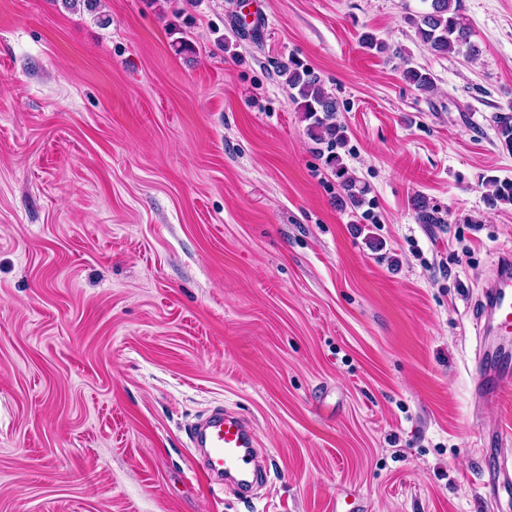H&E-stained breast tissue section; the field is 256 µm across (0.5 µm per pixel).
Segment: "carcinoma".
Returning <instances> with one entry per match:
<instances>
[{
  "instance_id": "obj_1",
  "label": "carcinoma",
  "mask_w": 512,
  "mask_h": 512,
  "mask_svg": "<svg viewBox=\"0 0 512 512\" xmlns=\"http://www.w3.org/2000/svg\"><path fill=\"white\" fill-rule=\"evenodd\" d=\"M426 4L423 11L408 17L417 37L434 55L468 52L472 59L480 50L471 41V31L463 22L464 0H422ZM359 43L368 51L384 53L388 50L386 42L373 32L361 33ZM281 73L286 76V85L291 98L298 104L303 120L307 122L308 137L317 145L325 146L326 163L336 176L342 179L344 195L340 199L343 207L358 209L364 203L365 189L357 186L355 178L347 175L342 159L336 148L346 141L345 126L337 121L339 103L323 87L320 75L314 69L294 60L282 66ZM404 80L421 92L429 91L434 86L431 73L423 68L406 66L403 69ZM497 136L503 144L512 149V104L499 109L492 116ZM488 191L485 201L490 207L501 204L512 205V181L489 178L485 182ZM412 210L421 224H441L438 210L431 205L426 196L416 194L411 199Z\"/></svg>"
}]
</instances>
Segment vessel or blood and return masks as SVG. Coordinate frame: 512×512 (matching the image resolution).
Returning a JSON list of instances; mask_svg holds the SVG:
<instances>
[{
    "mask_svg": "<svg viewBox=\"0 0 512 512\" xmlns=\"http://www.w3.org/2000/svg\"><path fill=\"white\" fill-rule=\"evenodd\" d=\"M478 317L490 340L476 349L474 393L488 402L498 397L501 386L512 382V349L506 344L512 336V260L503 259L500 271L487 284ZM485 436L493 460L484 473L483 488L486 500L495 505L512 496V436L498 430L486 431ZM191 442L205 451L206 482L223 475L250 488L263 481L266 468L256 450V431L236 413L213 412L193 428Z\"/></svg>",
    "mask_w": 512,
    "mask_h": 512,
    "instance_id": "obj_1",
    "label": "vessel or blood"
}]
</instances>
